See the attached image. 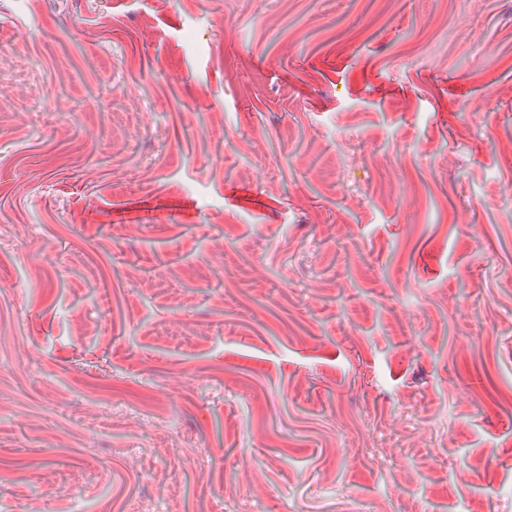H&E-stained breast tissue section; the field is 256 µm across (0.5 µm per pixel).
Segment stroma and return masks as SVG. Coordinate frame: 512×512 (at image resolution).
<instances>
[{
    "label": "stroma",
    "instance_id": "obj_1",
    "mask_svg": "<svg viewBox=\"0 0 512 512\" xmlns=\"http://www.w3.org/2000/svg\"><path fill=\"white\" fill-rule=\"evenodd\" d=\"M0 512H512V0H0Z\"/></svg>",
    "mask_w": 512,
    "mask_h": 512
}]
</instances>
